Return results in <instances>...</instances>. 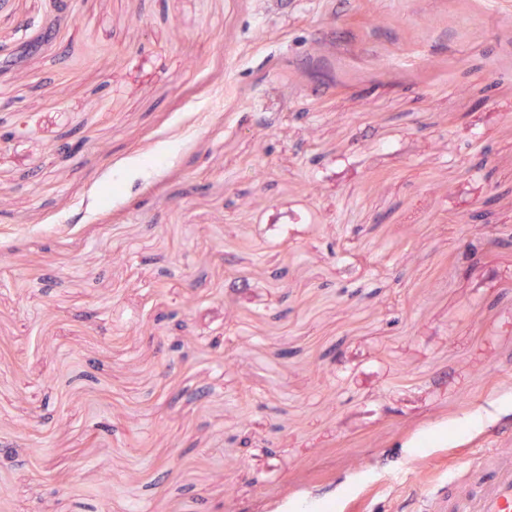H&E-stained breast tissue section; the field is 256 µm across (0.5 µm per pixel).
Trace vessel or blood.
<instances>
[{
    "label": "vessel or blood",
    "mask_w": 512,
    "mask_h": 512,
    "mask_svg": "<svg viewBox=\"0 0 512 512\" xmlns=\"http://www.w3.org/2000/svg\"><path fill=\"white\" fill-rule=\"evenodd\" d=\"M465 474L471 484H462ZM424 512H512V448L463 458L427 494Z\"/></svg>",
    "instance_id": "obj_1"
}]
</instances>
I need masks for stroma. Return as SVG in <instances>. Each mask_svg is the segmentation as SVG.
Instances as JSON below:
<instances>
[{
	"label": "stroma",
	"instance_id": "obj_1",
	"mask_svg": "<svg viewBox=\"0 0 512 512\" xmlns=\"http://www.w3.org/2000/svg\"><path fill=\"white\" fill-rule=\"evenodd\" d=\"M29 24L11 512H419L512 448V0H0Z\"/></svg>",
	"mask_w": 512,
	"mask_h": 512
}]
</instances>
